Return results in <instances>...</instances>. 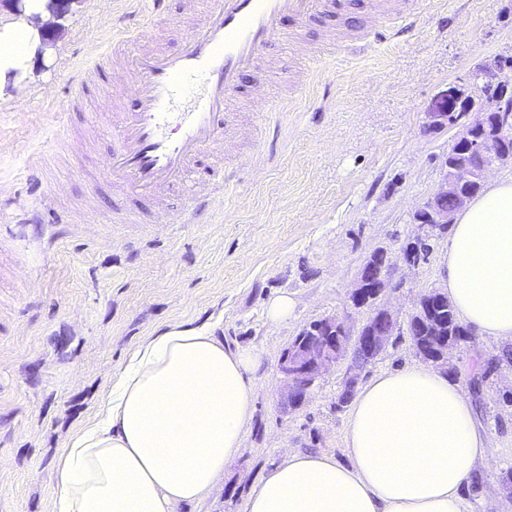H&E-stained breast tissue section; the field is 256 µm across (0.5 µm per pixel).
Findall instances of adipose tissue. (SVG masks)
<instances>
[{
	"label": "adipose tissue",
	"mask_w": 512,
	"mask_h": 512,
	"mask_svg": "<svg viewBox=\"0 0 512 512\" xmlns=\"http://www.w3.org/2000/svg\"><path fill=\"white\" fill-rule=\"evenodd\" d=\"M29 11L38 24L54 19L49 0H30ZM38 24L0 25V84L24 74ZM441 275L462 322L512 343V176L456 212ZM258 362L206 327L175 323L146 337L61 449L53 512H177L211 495L244 447ZM344 442L342 461L288 450L246 512H473L472 488L494 459L459 383L423 364L365 383Z\"/></svg>",
	"instance_id": "obj_1"
}]
</instances>
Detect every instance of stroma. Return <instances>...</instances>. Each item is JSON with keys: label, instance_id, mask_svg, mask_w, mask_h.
Instances as JSON below:
<instances>
[{"label": "stroma", "instance_id": "stroma-1", "mask_svg": "<svg viewBox=\"0 0 512 512\" xmlns=\"http://www.w3.org/2000/svg\"><path fill=\"white\" fill-rule=\"evenodd\" d=\"M367 2L344 0L339 13L284 26L317 44L340 29L375 27ZM124 12L121 0H82L31 77L0 94V512H51L69 435L94 414L128 351L175 322L213 328L228 348L260 358L242 454L211 496L180 512H244L288 448L343 458L349 407L339 393L348 379L361 385L418 362L406 322L422 294L443 286L447 233L418 267L398 260L456 136L429 128V106L448 84L475 89L480 69L512 56V0H420L400 37L337 55L312 74L277 45L270 59L304 72L303 97L256 123L254 99L279 100L280 89L246 76L210 219L182 223L173 190L169 221L158 224L152 201L125 205L107 185L111 138L91 123L99 98L69 84ZM123 206L132 223H110ZM380 249L396 259L383 300L399 329L371 364L356 371L342 359L300 408L284 410L282 353L311 322L335 316L356 329L371 317L350 294ZM283 294L295 299L294 315L275 325L266 306ZM503 350L475 335L448 352L449 376L497 445L480 478L492 491L488 512H512V492L501 486L512 470V363Z\"/></svg>", "mask_w": 512, "mask_h": 512}]
</instances>
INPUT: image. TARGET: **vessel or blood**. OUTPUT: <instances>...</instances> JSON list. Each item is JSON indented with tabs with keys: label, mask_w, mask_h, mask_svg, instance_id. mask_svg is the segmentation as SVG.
<instances>
[{
	"label": "vessel or blood",
	"mask_w": 512,
	"mask_h": 512,
	"mask_svg": "<svg viewBox=\"0 0 512 512\" xmlns=\"http://www.w3.org/2000/svg\"><path fill=\"white\" fill-rule=\"evenodd\" d=\"M197 10L188 0L186 36L178 50H140L167 12V0H143L132 26L114 27L111 44H97L93 62L77 66L71 83L87 91L109 55L119 57L127 77L113 87V99L131 94L129 112L98 114L101 129L111 131L107 176L126 198L157 199L195 180L182 207L188 218L204 212L210 197L204 189L224 180L220 167H199L202 155L223 142L233 121V95L243 77L263 69L267 49L295 41L283 30L285 17L302 21L339 7L341 0H205ZM415 0H370L369 9L384 21L408 23Z\"/></svg>",
	"instance_id": "1"
}]
</instances>
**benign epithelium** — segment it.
<instances>
[{"label":"benign epithelium","instance_id":"obj_1","mask_svg":"<svg viewBox=\"0 0 512 512\" xmlns=\"http://www.w3.org/2000/svg\"><path fill=\"white\" fill-rule=\"evenodd\" d=\"M484 78V96L476 99L461 86L450 83L430 105V127L459 126L461 131L448 152L439 187L415 215L416 223L427 235L441 232L452 223L455 211L471 197L465 187L480 183L494 167L512 163V149L501 147L506 131L512 128V102L506 100L508 88L496 81V73L492 71L484 72ZM472 112L480 113L481 118L464 122ZM460 152L471 156V162L454 160ZM390 269L387 251L380 249L369 256L351 294L352 304L360 308L378 299L386 289ZM397 325L393 311L383 306L377 308L376 317L368 320L355 335L345 321L336 317L325 318L320 326L310 330H301L279 360L278 371L283 380L282 408L301 406L318 376L347 355H352L358 366L362 365L360 351L379 355ZM451 347L447 341L433 342L419 346L417 353L424 360L444 362Z\"/></svg>","mask_w":512,"mask_h":512}]
</instances>
